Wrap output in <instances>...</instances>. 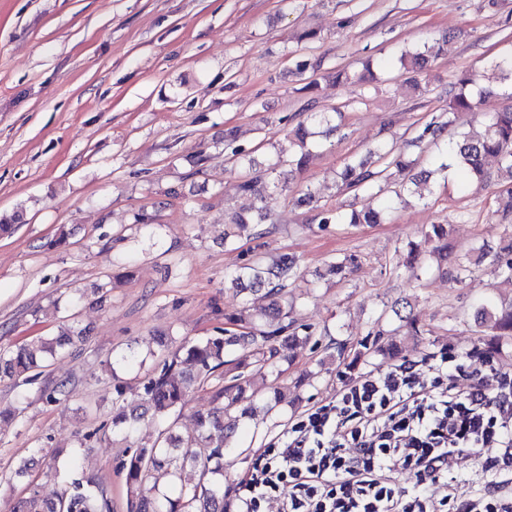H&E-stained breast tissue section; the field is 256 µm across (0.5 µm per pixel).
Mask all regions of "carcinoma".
<instances>
[{
    "label": "carcinoma",
    "instance_id": "cac0c4a2",
    "mask_svg": "<svg viewBox=\"0 0 512 512\" xmlns=\"http://www.w3.org/2000/svg\"><path fill=\"white\" fill-rule=\"evenodd\" d=\"M448 39L438 38L424 49L405 52L400 62L406 69L420 71L429 58L444 52ZM512 96V50L498 54L488 61L481 72H466L451 83L448 91V111L435 112L413 138L416 145L443 140L448 127L456 124L459 114L472 112L477 97L491 94ZM484 130L477 135L460 133L442 154L450 158L459 169L473 179L491 181L488 160L497 163L498 172L512 181V110L483 114ZM308 127L300 122L289 141L291 149L279 151L275 162L259 165L251 151L240 147L230 148L228 160L241 169L243 177L238 191L243 195L258 196L264 188L285 191L272 175L277 167L287 163L299 170L309 162L311 152L307 145ZM372 161L351 158L344 163L340 173L339 189L358 193L370 191L387 196V204L401 198V191H408L424 201V187L436 176L448 170V164L415 171L418 159H411L404 150L394 145L378 143L369 149ZM411 171L408 184L402 190L390 192L392 171ZM495 212L501 215L502 236L496 251L481 253L490 257L494 271L503 280L512 283V189L501 190L495 195ZM269 214L264 206H254L250 215H235L230 223L235 225L237 236L254 240L259 237L256 226L265 224ZM319 223L327 224H379L381 212L353 210L348 215L334 209L320 211ZM448 229L444 224H432L425 232V242L431 248L421 251L409 244L410 268L413 275L427 270L426 260L434 259L437 265L448 262ZM360 262V257L350 254L342 260L326 264L323 275L346 278ZM448 280L461 284L473 274V262L457 261L445 271ZM300 275L296 262L284 255L264 264L258 257L245 259L231 274V283L243 297L242 310L228 314V327L220 336H207L182 342L160 368L148 375L138 400L117 406L112 416V426L124 434L131 433L134 425L149 417L162 426L160 436L150 447L131 444L126 447L124 458L118 465L123 475L127 512H227L224 505V445L231 444L241 416L246 414L243 404L251 401L256 377L269 376L280 379L281 363L288 360V352L297 343H306L315 335L308 325L290 319L288 286ZM481 332L485 336H512V301L495 315L489 307L476 312ZM69 338L36 337L13 349L0 350V379L16 380L40 367V361L54 356ZM217 381L213 390V408L198 415L197 432L184 438L174 430L172 417L186 404L195 387ZM95 433L80 439L74 450L68 470L70 477L64 491L54 500L40 497L37 487L29 485V495L20 500L14 512H112V499L103 485L79 473L81 449L87 447ZM162 472L178 485V496H156L146 489L152 475Z\"/></svg>",
    "mask_w": 512,
    "mask_h": 512
}]
</instances>
